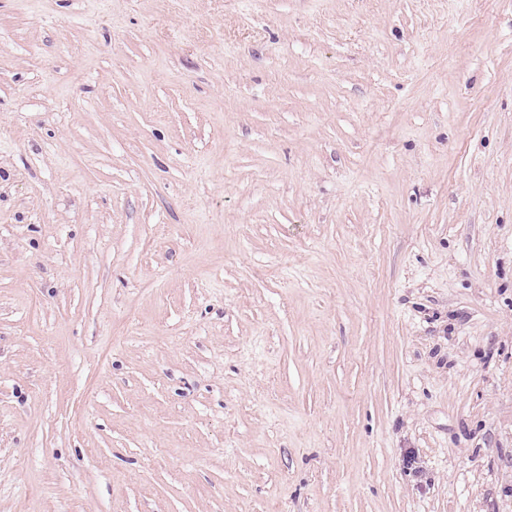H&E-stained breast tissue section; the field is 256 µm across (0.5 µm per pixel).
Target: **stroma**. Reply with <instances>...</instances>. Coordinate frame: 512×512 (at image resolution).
Masks as SVG:
<instances>
[{"label":"stroma","mask_w":512,"mask_h":512,"mask_svg":"<svg viewBox=\"0 0 512 512\" xmlns=\"http://www.w3.org/2000/svg\"><path fill=\"white\" fill-rule=\"evenodd\" d=\"M0 512H512V0H0Z\"/></svg>","instance_id":"stroma-1"}]
</instances>
